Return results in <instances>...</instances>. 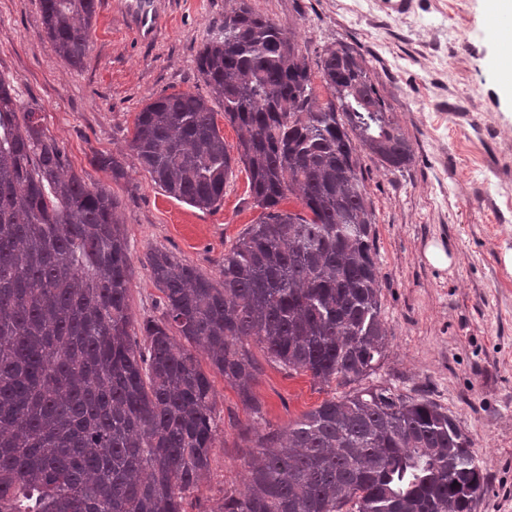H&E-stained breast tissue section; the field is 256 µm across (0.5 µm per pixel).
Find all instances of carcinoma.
I'll list each match as a JSON object with an SVG mask.
<instances>
[{
  "mask_svg": "<svg viewBox=\"0 0 512 512\" xmlns=\"http://www.w3.org/2000/svg\"><path fill=\"white\" fill-rule=\"evenodd\" d=\"M96 0H40L69 67L91 49ZM312 70L293 29L233 0L197 53L209 96L157 98L129 148L169 196L210 209L234 165L261 209L215 281L152 248L159 315L131 335L130 248L112 193L91 190L0 79V512H185L209 472L219 421L201 359L253 418L250 345L313 380L349 383L383 356L374 213L356 148L413 161L362 55L341 43ZM236 131L232 156L209 104ZM115 179L124 167L95 159ZM295 197L300 211L281 208ZM484 474L457 420L372 387L256 434L244 489L211 512H473Z\"/></svg>",
  "mask_w": 512,
  "mask_h": 512,
  "instance_id": "obj_1",
  "label": "carcinoma"
}]
</instances>
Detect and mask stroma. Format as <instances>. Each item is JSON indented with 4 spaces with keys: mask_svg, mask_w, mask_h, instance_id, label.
Listing matches in <instances>:
<instances>
[{
    "mask_svg": "<svg viewBox=\"0 0 512 512\" xmlns=\"http://www.w3.org/2000/svg\"><path fill=\"white\" fill-rule=\"evenodd\" d=\"M127 0H96L92 44L81 69L55 53L39 0H0V78L20 106L39 108L49 136L90 189L111 191L130 245L131 333L155 315L160 293L142 261L148 248L169 250L213 280L224 253L260 211L247 173L236 165L214 209L176 200L153 182L128 150L134 120L160 96L207 94L196 65L224 23L229 0H150L153 32L137 34ZM293 28L308 63L331 46L357 49L414 159L401 171L361 155L375 213L384 358L353 385L288 374L260 347L253 391L267 421L283 427L321 402L382 386L429 399L458 421L485 475L474 512H512V93L500 73L503 42L487 37L490 0H416L412 12H386L382 0H250ZM117 156L113 178L94 159ZM454 253L453 267L428 263V243ZM220 431L207 480L186 512H210L230 488L243 489L248 460L241 431L251 416L216 370Z\"/></svg>",
    "mask_w": 512,
    "mask_h": 512,
    "instance_id": "stroma-1",
    "label": "stroma"
}]
</instances>
